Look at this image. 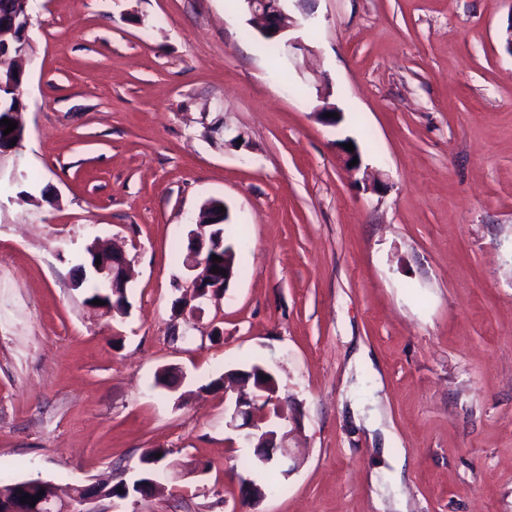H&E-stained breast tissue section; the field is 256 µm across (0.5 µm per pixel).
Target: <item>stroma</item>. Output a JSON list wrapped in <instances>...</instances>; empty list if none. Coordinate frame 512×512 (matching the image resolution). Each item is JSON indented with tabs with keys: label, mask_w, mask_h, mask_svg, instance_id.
I'll list each match as a JSON object with an SVG mask.
<instances>
[{
	"label": "stroma",
	"mask_w": 512,
	"mask_h": 512,
	"mask_svg": "<svg viewBox=\"0 0 512 512\" xmlns=\"http://www.w3.org/2000/svg\"><path fill=\"white\" fill-rule=\"evenodd\" d=\"M286 12L309 50L276 61L243 0H30L0 157L1 483L130 481L164 448L160 489L102 512H512V0ZM211 199L239 272L179 312ZM95 240L130 263L125 314L87 302ZM254 364L300 414L298 467L247 502L218 380ZM1 96H2V107L0 110V141L2 144L7 142L6 140L8 139V136L10 134V133L8 135L3 134V130L6 129L7 126H2V124H1V120L4 119V117H7L10 120L9 115L6 112H10L14 116V121H16L17 127L10 134V138H12L13 140H16L15 146L5 148V147H1L2 144L0 143V157H2L5 154H15L17 156L16 152L21 147V143L24 139V132H25L24 125H23L22 119H21V114H22L21 111L24 108V106L21 102L20 97H18V100L21 102V106L19 107V109L17 111L11 112L17 104L15 98L13 97L14 96L13 91H11L9 89H4L1 91Z\"/></svg>",
	"instance_id": "1"
}]
</instances>
